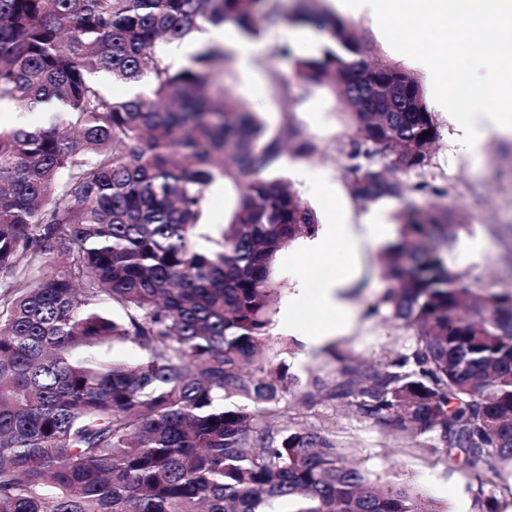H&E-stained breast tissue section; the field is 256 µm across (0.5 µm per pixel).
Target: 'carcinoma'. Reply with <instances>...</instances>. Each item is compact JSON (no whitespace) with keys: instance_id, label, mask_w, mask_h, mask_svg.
<instances>
[{"instance_id":"obj_1","label":"carcinoma","mask_w":512,"mask_h":512,"mask_svg":"<svg viewBox=\"0 0 512 512\" xmlns=\"http://www.w3.org/2000/svg\"><path fill=\"white\" fill-rule=\"evenodd\" d=\"M321 38L292 60L332 81L353 132L352 195L404 203L373 311L409 333L383 366L352 364L326 391L395 423L452 463L489 457L512 477V295L478 300L447 261L456 224L419 207L400 173L428 164L438 129L418 80L374 65L351 24L310 0H0V101H54L62 119L0 130V512H436L405 485L346 462L329 434L289 421L265 350L278 255L315 232L314 209L271 178L288 127L214 86L234 53L210 42L174 68L162 44L206 26L247 40L288 25ZM149 81L105 96L91 80ZM236 190L218 238L207 189ZM63 259L49 272L53 257ZM113 317L97 305L101 296ZM138 350L128 364L102 350Z\"/></svg>"}]
</instances>
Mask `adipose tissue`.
Here are the masks:
<instances>
[{
  "mask_svg": "<svg viewBox=\"0 0 512 512\" xmlns=\"http://www.w3.org/2000/svg\"><path fill=\"white\" fill-rule=\"evenodd\" d=\"M389 233L377 213H369L362 230L342 222L320 225L298 248L303 267L295 293L282 318L307 349L319 348L340 336L352 315L347 293L358 275V257L377 246Z\"/></svg>",
  "mask_w": 512,
  "mask_h": 512,
  "instance_id": "obj_1",
  "label": "adipose tissue"
}]
</instances>
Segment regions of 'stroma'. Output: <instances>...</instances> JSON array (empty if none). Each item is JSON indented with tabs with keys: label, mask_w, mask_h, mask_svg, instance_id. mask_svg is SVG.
<instances>
[{
	"label": "stroma",
	"mask_w": 512,
	"mask_h": 512,
	"mask_svg": "<svg viewBox=\"0 0 512 512\" xmlns=\"http://www.w3.org/2000/svg\"><path fill=\"white\" fill-rule=\"evenodd\" d=\"M298 31L295 25L268 30L251 70L236 66L231 73L216 74L215 81L247 105L258 106L269 134L291 125L315 144V153L308 157L285 151L277 170L311 205L319 220L327 218V203L298 179L297 172L304 167L322 172L334 185L348 222L361 223L365 214L379 211L391 231H398L403 208L400 200L364 204L350 192L354 178L348 158L352 133L332 87L291 80V64L275 56L276 46L283 42L293 46L295 55H302ZM276 73L289 76L287 89L275 85L272 76ZM433 118L438 139L429 162L422 170L406 173L404 179L413 185L426 184V191L415 195L417 204H436L458 222L456 236L448 244V264L472 293L512 295V136L489 137L476 153H465L456 145V122L449 113L437 112ZM380 258L377 247L362 256L360 277L351 295L352 320L346 332L334 340L336 348L356 363L388 361L406 342L403 328L384 316L368 313L389 286ZM266 344L278 353L287 377L297 382L287 396L292 416L304 427L331 432L341 451L372 479L409 485L424 475L442 481L449 490L463 489L470 497L484 489L490 498V512H505L512 506V485L480 486V477L489 472L488 460L450 469L438 457L422 452L420 439L408 436L398 426H375L352 413L345 402L315 391L314 379L332 382L339 368L325 348L307 350L276 322L270 325Z\"/></svg>",
	"instance_id": "stroma-1"
}]
</instances>
